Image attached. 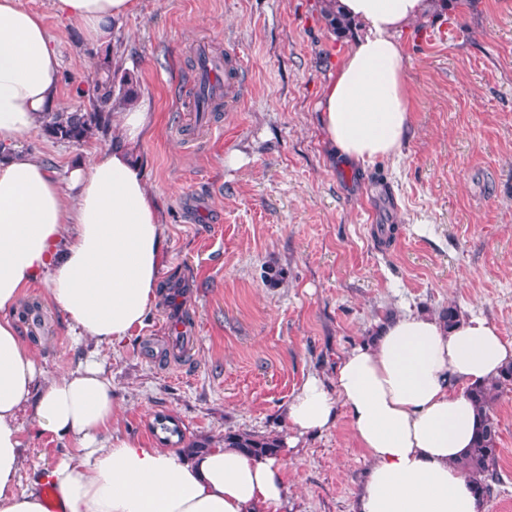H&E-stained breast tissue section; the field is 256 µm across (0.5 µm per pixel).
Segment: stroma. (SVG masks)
Segmentation results:
<instances>
[{"mask_svg": "<svg viewBox=\"0 0 512 512\" xmlns=\"http://www.w3.org/2000/svg\"><path fill=\"white\" fill-rule=\"evenodd\" d=\"M40 13L60 54L59 97L95 50L52 0ZM121 70L133 74L154 127L138 156L165 222L161 298L125 341L74 346L45 284L28 288L18 324L45 378L89 353L112 379L119 433L156 444L155 415L185 442L225 433L284 436L286 408L313 373L334 380L339 356L375 323L407 309L476 313L512 339V0H448L399 34L411 112L399 156L344 169L327 147L318 104L349 38L323 0H135L116 20ZM230 54L235 100L198 115L184 92L200 47ZM22 148L58 172L106 149L102 136L57 142L41 128ZM281 270L276 285L264 275ZM193 333L178 344L170 320ZM500 481L485 512H512V391L493 406ZM18 423L22 477L73 453L72 439ZM367 468L345 415L302 438L286 467L289 512H354Z\"/></svg>", "mask_w": 512, "mask_h": 512, "instance_id": "obj_1", "label": "stroma"}]
</instances>
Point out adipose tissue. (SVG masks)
<instances>
[{"instance_id": "obj_1", "label": "adipose tissue", "mask_w": 512, "mask_h": 512, "mask_svg": "<svg viewBox=\"0 0 512 512\" xmlns=\"http://www.w3.org/2000/svg\"><path fill=\"white\" fill-rule=\"evenodd\" d=\"M85 42L112 44V23L134 0H53ZM359 26L319 107L332 155L364 166L399 154L411 117L397 34L426 18L431 0H325ZM60 62L42 17L0 0V512H286V462L217 445L189 455L118 434L112 381L96 361L43 380L12 313L43 283L76 339L119 344L143 327L158 301L165 245L159 208L137 150L151 114L116 106L112 146L72 169L71 191L21 137L60 110ZM512 364V340L472 314L454 327L407 311L388 317L369 343L346 352L336 385L306 377L286 410L291 436L322 433L345 412L366 452L367 480L355 512H484L457 467L480 418L468 387ZM77 444L75 454L35 470L21 485L18 414Z\"/></svg>"}]
</instances>
